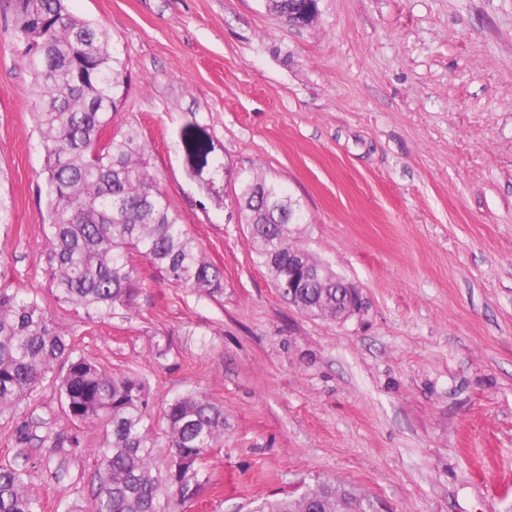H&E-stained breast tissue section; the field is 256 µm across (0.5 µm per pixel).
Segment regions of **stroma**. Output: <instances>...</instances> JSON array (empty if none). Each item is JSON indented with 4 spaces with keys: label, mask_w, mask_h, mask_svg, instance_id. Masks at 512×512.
<instances>
[{
    "label": "stroma",
    "mask_w": 512,
    "mask_h": 512,
    "mask_svg": "<svg viewBox=\"0 0 512 512\" xmlns=\"http://www.w3.org/2000/svg\"><path fill=\"white\" fill-rule=\"evenodd\" d=\"M69 5L124 58L112 126L138 129L224 291L199 295L140 259L133 311L92 319L57 301L13 0H0V277L78 353L145 378L157 407L187 391L223 403L224 445L181 512H250L324 476L381 512H512V0H319L305 28L264 0ZM191 123L230 171L213 196L182 149ZM239 172L288 187L305 215L294 241L361 291L362 313L315 317L281 297L240 215ZM22 420L86 446L18 450ZM102 437L48 379L0 420V464L25 457L42 512H59L90 499Z\"/></svg>",
    "instance_id": "obj_1"
}]
</instances>
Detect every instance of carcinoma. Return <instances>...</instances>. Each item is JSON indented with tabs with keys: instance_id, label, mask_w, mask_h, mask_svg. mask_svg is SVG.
<instances>
[{
	"instance_id": "obj_1",
	"label": "carcinoma",
	"mask_w": 512,
	"mask_h": 512,
	"mask_svg": "<svg viewBox=\"0 0 512 512\" xmlns=\"http://www.w3.org/2000/svg\"><path fill=\"white\" fill-rule=\"evenodd\" d=\"M14 40L34 79V108L46 163L48 198L43 220L57 300L88 317L137 305L141 284L134 258L164 271L171 282L214 295L223 272L205 256L172 210L152 172L139 131L129 126L105 141L128 79L124 60L109 48L105 30L74 14L68 0H14ZM288 24L292 0H265ZM238 203L257 255L283 297H288V249L293 197L263 176L240 181ZM321 280L294 289L301 310L338 318L336 274L306 255ZM66 416L105 425L96 449L98 485L84 505L62 512H176L209 482L205 460L224 447V405L200 392L176 395L163 408L164 427L149 424L152 395L137 374H113L77 353L71 336L34 298L0 282V417L20 405L55 373ZM83 446L81 435L51 438L53 452ZM31 473L20 464L0 465V512H42L28 491ZM376 502L330 479L298 494L285 493L252 512H373Z\"/></svg>"
}]
</instances>
